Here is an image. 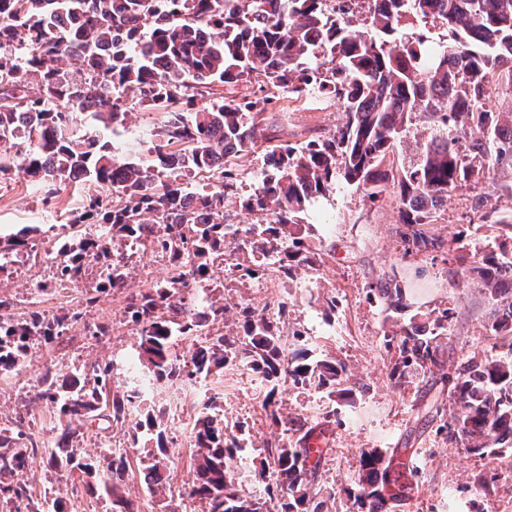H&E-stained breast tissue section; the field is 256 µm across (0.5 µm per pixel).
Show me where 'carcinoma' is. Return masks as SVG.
I'll return each instance as SVG.
<instances>
[{"label": "carcinoma", "instance_id": "carcinoma-1", "mask_svg": "<svg viewBox=\"0 0 512 512\" xmlns=\"http://www.w3.org/2000/svg\"><path fill=\"white\" fill-rule=\"evenodd\" d=\"M448 30V42L430 51L427 25ZM20 45L23 54L0 52V176L30 175L53 200L73 183L91 191L71 210L69 223L107 224L102 240L90 232L67 236L60 246L59 282L79 280L84 259L101 263L107 293L125 282V263L118 246L150 236L157 252L185 268L188 280L217 288L214 253L238 229L224 223V196L233 187V164L257 154L267 144L263 177L245 208L272 216L247 232L261 241L264 261L227 269L251 280L273 271L289 277L293 267L313 264L304 239L313 233L304 223L307 204L342 178L374 202L397 189L403 255L435 251L443 244L428 236L426 225L448 194L470 184L484 171L512 169V113L508 122L488 105L492 81L512 88V0H374L363 29L348 19L331 18L324 0H0V42ZM323 62L311 66L310 60ZM91 75L76 81L64 66ZM38 81L35 96L27 80ZM318 89L336 99L345 121L325 136L299 146L273 144L265 112L285 100L299 101ZM162 112L152 159L118 152L111 141L82 139L78 124L94 121L106 129L123 123L129 104ZM420 110L448 137L426 144L419 164L390 172L380 164L393 152L409 116ZM200 171L216 180L213 190L198 196L200 210L212 221L201 223L175 214L190 192L188 178ZM471 211L482 224L512 229L496 208H485L484 196L472 197ZM26 226L0 238V255H24ZM464 272L481 280L497 303L490 331L512 332V258L493 250L473 255ZM373 298L389 312L406 309V289L393 278L370 287ZM240 336L211 335L179 367L171 348L177 335L224 317L227 306L211 298L187 299L171 283L132 294L126 314L138 335L137 358L143 377L187 384L226 367L246 366L271 389L263 400L273 427L293 431L289 442L265 448V463L274 483L265 500L240 495L230 462L242 451L234 428L217 418L216 398L204 404L194 421V478L185 492L202 500L206 512H323L324 502L312 491L326 433L306 421H288L282 412L278 382L289 377L296 386L315 385L330 396L345 390V367L311 356L304 348L288 349L279 318L235 304ZM78 313L53 319L0 314V374L16 370L35 338L47 343L64 335ZM402 329L398 342L388 341L397 359L399 380L420 372L441 371L455 404L451 420L436 428L450 443L475 455L512 447V343L498 357L473 355L444 371L438 337L451 314L420 315ZM112 395V410L103 398ZM35 400L51 408L61 432L45 450L47 465L60 475L79 472L90 490L112 500L115 512H136L119 494L118 480L126 456L112 452L111 475L98 476L99 461L75 453V419L93 425L106 417L136 436H154L148 454L155 489L164 481L169 457L161 411L147 406L135 413L127 382H115L112 366L93 370V377L73 375L64 381L45 376ZM24 424L0 430V503L26 502L15 512H69L66 500L33 501L17 477L28 466ZM355 498L367 512H392L395 503L418 479L385 463L383 449L361 451Z\"/></svg>", "mask_w": 512, "mask_h": 512}]
</instances>
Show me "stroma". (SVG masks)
<instances>
[{"mask_svg":"<svg viewBox=\"0 0 512 512\" xmlns=\"http://www.w3.org/2000/svg\"><path fill=\"white\" fill-rule=\"evenodd\" d=\"M343 120L335 101L316 90L288 109L268 114V124L279 142L293 145L327 134ZM158 124V115L134 106L124 124L109 135L114 144L133 147L137 157L146 160ZM407 127L393 160L396 165L410 167L419 162L424 146L440 131L420 112L412 115ZM262 167L263 161L257 157L239 168L236 187L224 198L227 223H268V215H246L239 207L240 198L260 183ZM477 191L486 194L488 206L512 209V172L478 176L475 188L451 193L430 227L431 234L443 241V248L408 257L403 254L398 235L394 199L385 197L373 203L362 190L340 182L308 207L306 221L318 225L319 231L306 243L317 252L318 261L294 267L288 280L287 311L280 326L287 335L300 332L301 347L344 363L345 386L350 393L336 400L325 390L298 388L287 379L280 381L278 391L285 416L318 420L324 419L329 410L339 413L340 423L326 422L328 444L314 481L328 512H365L353 495L359 454L364 448L384 449L387 460H409L421 468L418 491L400 512H512V448L478 457L464 446L436 436L440 421L449 418L452 410L447 393L431 373L396 385L392 377L394 358L384 348L385 339L399 332L413 313L436 315L448 309L452 312L451 323L440 337L446 367H454L477 352L488 356L506 352V345L494 340L489 332L495 304L479 280L471 278L459 284L454 278L459 267L452 250L456 239H463L470 254L501 246L512 255V238L502 237L498 227L468 222L469 204ZM325 212L333 220L328 230L320 226ZM67 219L63 208H44L41 195L25 196L22 177L0 178V231L9 232L16 224L38 227V248L51 254L55 251V227ZM391 273L407 289L408 307L399 314L385 312L370 296L371 285ZM41 285V280H27L17 270L0 278V298L10 300L11 313L26 316L39 309L44 296ZM223 293L228 306L223 320L184 337L181 361H189L194 348L211 331L239 334L234 304L259 303L255 285L248 281L225 282ZM82 294V289L74 288L57 297L56 313L72 311L80 315L64 336L49 344H32L16 371L0 374V429L14 427L22 418L34 438L55 439V418L43 403L32 399L43 378L50 375L62 379L76 371L89 373L113 356L136 351V332L127 328L121 310L99 303L86 305ZM329 298L336 301L331 314L324 306ZM101 325L106 331L100 335L96 329ZM228 377L225 384L212 378L203 380L200 391L188 399L179 398L177 386L164 382L159 384L158 392L162 399L179 401L181 412L192 419L202 409L207 389L222 393L219 413L225 423L238 428L246 445L232 473L246 494L262 497L271 482V472L262 464V450L266 444L280 441L283 434L280 428L269 425L261 408L268 384L244 369L229 371ZM166 445L169 463L164 482L156 490H148L140 480L139 469L156 441L149 434H140L137 446L127 451L129 469L120 485L122 495L134 502L138 512H202L203 503L185 492L195 467L190 430L168 435ZM23 479L33 498L52 493L67 499L76 512H108V504L90 494L81 477L56 475L41 456L30 457Z\"/></svg>","mask_w":512,"mask_h":512,"instance_id":"obj_1","label":"stroma"}]
</instances>
